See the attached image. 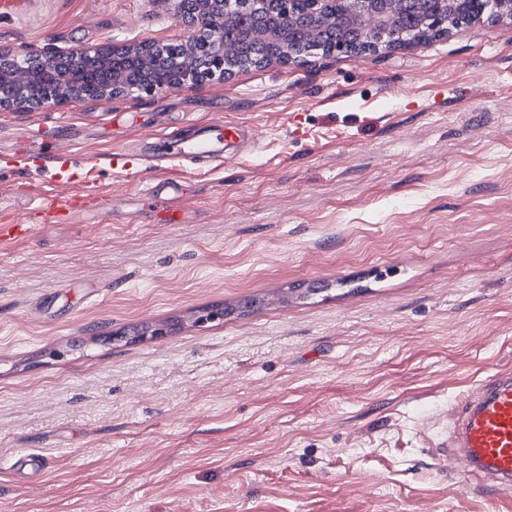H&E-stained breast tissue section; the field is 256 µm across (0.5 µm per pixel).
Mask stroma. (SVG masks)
Listing matches in <instances>:
<instances>
[{"label":"stroma","instance_id":"stroma-1","mask_svg":"<svg viewBox=\"0 0 512 512\" xmlns=\"http://www.w3.org/2000/svg\"><path fill=\"white\" fill-rule=\"evenodd\" d=\"M186 34L175 0H31L0 49ZM225 120L222 162H153ZM89 176L110 205L45 223L43 194ZM13 222L34 230L0 253V512H512L438 452L450 403L512 373L511 19L0 110Z\"/></svg>","mask_w":512,"mask_h":512}]
</instances>
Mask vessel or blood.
<instances>
[{
    "label": "vessel or blood",
    "instance_id": "1",
    "mask_svg": "<svg viewBox=\"0 0 512 512\" xmlns=\"http://www.w3.org/2000/svg\"><path fill=\"white\" fill-rule=\"evenodd\" d=\"M240 135L238 124L218 121L194 140L176 135L160 140L157 152L217 159ZM107 197V192L89 184L74 193L51 194L46 208L55 215H71L78 200L94 202ZM452 411L455 426L443 441V448L457 453L467 476L504 491L512 489V374L492 375L465 402L454 405Z\"/></svg>",
    "mask_w": 512,
    "mask_h": 512
}]
</instances>
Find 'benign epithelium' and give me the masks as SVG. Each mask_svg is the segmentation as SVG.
I'll return each instance as SVG.
<instances>
[{"label": "benign epithelium", "mask_w": 512, "mask_h": 512, "mask_svg": "<svg viewBox=\"0 0 512 512\" xmlns=\"http://www.w3.org/2000/svg\"><path fill=\"white\" fill-rule=\"evenodd\" d=\"M177 2V18L188 35L175 43L138 44L82 48L68 55L50 52L45 56L51 64H66L81 57L96 69L108 74L111 82L87 89H73L65 79L58 86L37 92V75L17 64L7 71L0 69V108L40 109L49 105L63 106L75 99H101L131 95H160L171 88H191L206 78H224L242 66L237 61L242 43L226 35L231 19L242 13L247 0H193L190 14ZM377 0H256L262 8L246 25V42L274 43L281 46L275 53L260 54L247 65L297 62L302 54L288 49L290 20L322 3L341 5L354 20L362 38L356 45L334 43L327 52H366L376 46L374 35L385 21V12L415 0H383L385 10L375 6Z\"/></svg>", "instance_id": "obj_1"}]
</instances>
